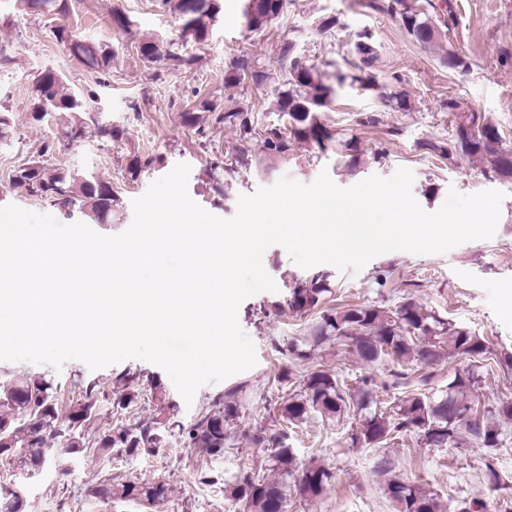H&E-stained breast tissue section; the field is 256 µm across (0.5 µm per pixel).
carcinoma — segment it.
<instances>
[{
	"mask_svg": "<svg viewBox=\"0 0 512 512\" xmlns=\"http://www.w3.org/2000/svg\"><path fill=\"white\" fill-rule=\"evenodd\" d=\"M293 0H246L244 24L251 32L265 31L282 18ZM179 20L184 36L203 41L208 34V23L202 17L214 18L219 11L218 0H161ZM382 8L399 18L407 34L419 45L431 49L442 38V29L425 13L417 10L409 0H388ZM57 41L76 59L90 68L110 66L113 54L101 46L79 38L73 28L63 23L55 32ZM143 60L156 63L169 61L173 66L192 64V58L175 51V43L162 44L152 40L138 43ZM352 58L346 60V69L332 76L309 62L297 51L296 44L286 41L279 45V67L287 80L273 88L276 110L288 117V127L258 128L255 112L239 105H224L223 100L204 97L191 109L179 113L182 123L195 129L202 138L210 125H224L236 133L237 146L230 164L251 168L252 156L246 144L261 137L264 148V170L270 164L284 159L293 143L309 141L323 148L332 140L330 132L319 120L320 112L329 108L336 97V85L349 83L364 90L379 87L376 63L379 50L370 35L360 33L352 42ZM252 83L261 87L271 83V73L241 55L224 67V85ZM401 78L391 77L390 91L384 95V104L392 110L411 108L407 94L397 89ZM444 108L457 119L453 148L435 144L429 148L451 157L457 153L467 158H486L496 175L512 181V150L502 148L499 129L472 111L466 102L448 98ZM57 114L65 128L67 144L74 145L82 138L94 112L90 103L77 98L61 76L45 71L36 84L32 118L42 120L48 113ZM11 183L28 195L47 200L67 216L79 212L97 224H109L117 201L112 183L79 172L50 169L38 161L19 168ZM333 294L328 275L317 273L309 279L296 280L281 302L271 305L274 312L283 309L308 315L319 314L307 334L283 344H273L274 352L285 360H306L324 344L333 341L353 348L358 359L368 365L381 364L387 375L380 383L385 394L394 391L403 397L393 403L379 402L377 410L362 414L371 396L367 386L372 381L362 379L357 395L351 394L329 368L310 369L303 375L282 370L275 377L279 385L292 384V390L280 397L276 410L277 424L251 436L253 443L271 449L267 461L280 478L270 479L253 467L239 465L238 471L224 479V497L243 506L244 512H281V506L291 498L305 501L324 495L332 481V473L318 464L295 469L293 449L288 445L290 431L316 416L326 421H341L358 416V424L349 439L354 448L380 446L405 435L418 436L420 444L445 446L472 439L480 448H495L500 431L491 416L512 420V400L501 402L492 415L480 413L467 400V393L477 384L479 375L474 363L490 358L486 344L469 330L440 317L435 311L412 300L393 309L383 306H352L330 304ZM464 357L473 366L448 378L446 389L437 392L433 387V367L444 357ZM121 397L117 406L126 409L139 397L137 377L125 373L118 377ZM94 387L81 389L79 399L62 407L54 389L39 378L18 377L0 386V456L12 455L23 469L39 470L49 453L59 450L68 454L91 449L96 455H109L117 449L128 456L151 453L160 447L161 422L156 418L143 420L131 427H121L99 440L88 444L75 434L88 425L96 407ZM246 384L229 387L215 397L186 429L188 444L199 449L200 455L211 457L226 453L235 437L232 424L236 421L245 398ZM293 484H288V479ZM168 488L158 482L114 483L104 478L87 488L90 496L135 498L150 505L165 502ZM394 512H442L434 495L409 485L395 477L385 488ZM0 512H25L24 501L15 493H0Z\"/></svg>",
	"mask_w": 512,
	"mask_h": 512,
	"instance_id": "1",
	"label": "carcinoma"
}]
</instances>
